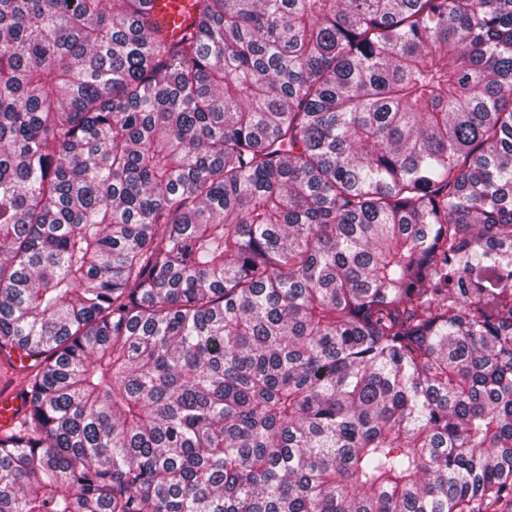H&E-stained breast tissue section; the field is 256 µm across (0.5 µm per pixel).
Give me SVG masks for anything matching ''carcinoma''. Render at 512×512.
I'll use <instances>...</instances> for the list:
<instances>
[{
    "label": "carcinoma",
    "mask_w": 512,
    "mask_h": 512,
    "mask_svg": "<svg viewBox=\"0 0 512 512\" xmlns=\"http://www.w3.org/2000/svg\"><path fill=\"white\" fill-rule=\"evenodd\" d=\"M0 0V512H512V0ZM24 364L17 362L15 356L12 361L3 358L0 360V426H9L17 418L16 410L20 402L12 397H5L14 392L21 391L24 377L31 370L22 367Z\"/></svg>",
    "instance_id": "cac0c4a2"
}]
</instances>
